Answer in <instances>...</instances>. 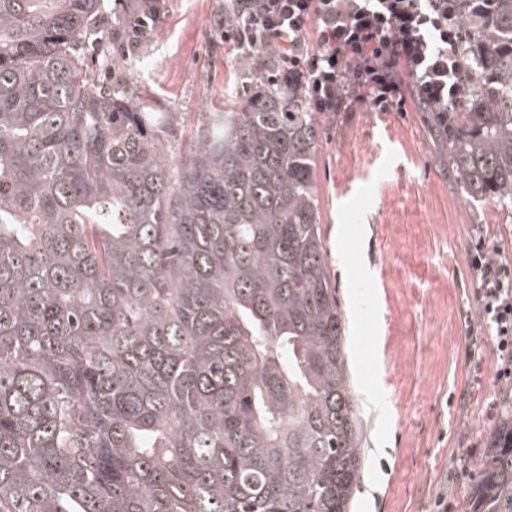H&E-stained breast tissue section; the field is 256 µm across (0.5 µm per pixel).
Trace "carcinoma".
I'll list each match as a JSON object with an SVG mask.
<instances>
[{"label": "carcinoma", "mask_w": 512, "mask_h": 512, "mask_svg": "<svg viewBox=\"0 0 512 512\" xmlns=\"http://www.w3.org/2000/svg\"><path fill=\"white\" fill-rule=\"evenodd\" d=\"M98 0H0V512H348L361 470L316 155L385 67L470 198L512 210V0H420L464 92L378 24L319 88L257 27L252 82L176 159L167 115L92 83ZM258 14L224 0V31ZM471 512H512V413Z\"/></svg>", "instance_id": "cac0c4a2"}]
</instances>
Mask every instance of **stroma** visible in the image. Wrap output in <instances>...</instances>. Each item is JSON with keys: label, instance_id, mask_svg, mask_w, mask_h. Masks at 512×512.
I'll list each match as a JSON object with an SVG mask.
<instances>
[{"label": "stroma", "instance_id": "35a3bbf8", "mask_svg": "<svg viewBox=\"0 0 512 512\" xmlns=\"http://www.w3.org/2000/svg\"><path fill=\"white\" fill-rule=\"evenodd\" d=\"M224 0H161L158 20L128 48L134 70L93 61L95 78L170 115L159 138L172 159L205 113L249 83L250 65L224 43ZM420 113L352 107L317 148L325 261L344 321L361 440L350 512H450L467 495L496 418L512 408L493 339L477 319L467 245L477 225L504 237L512 213L471 201L442 171ZM479 351L473 376L470 351Z\"/></svg>", "mask_w": 512, "mask_h": 512}]
</instances>
